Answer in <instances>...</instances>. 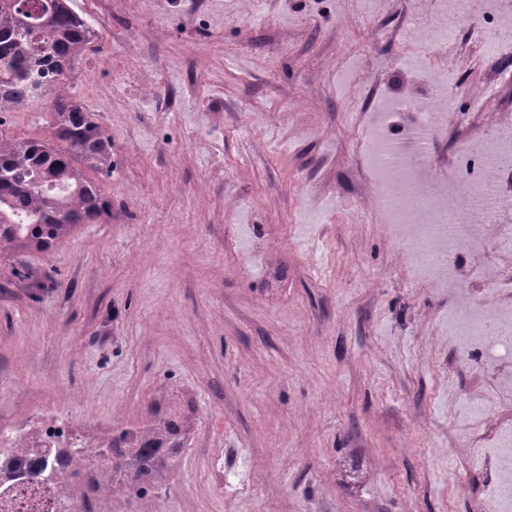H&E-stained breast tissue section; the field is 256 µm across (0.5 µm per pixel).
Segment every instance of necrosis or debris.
<instances>
[{"mask_svg": "<svg viewBox=\"0 0 512 512\" xmlns=\"http://www.w3.org/2000/svg\"><path fill=\"white\" fill-rule=\"evenodd\" d=\"M392 14L395 28L382 23L375 33L387 40L426 29L427 55H403L399 63L410 74L437 72L441 79L421 97L386 95L373 80L365 85L378 124L390 125L401 112L412 117L406 141L390 143L378 160L383 171L379 192L392 223L407 225L408 248L423 274L449 284L453 274L448 254L475 238L478 223H512V126L474 135L460 153L465 174L449 187L437 185L426 160L449 120L462 119L458 99H468L471 111L478 112L486 97L512 84V40L489 37L492 30L512 28V0H475L470 7L459 0H394ZM464 39L489 65L478 89L458 78L463 58L457 46Z\"/></svg>", "mask_w": 512, "mask_h": 512, "instance_id": "4bbe7bcc", "label": "necrosis or debris"}]
</instances>
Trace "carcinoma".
I'll list each match as a JSON object with an SVG mask.
<instances>
[{
    "label": "carcinoma",
    "mask_w": 512,
    "mask_h": 512,
    "mask_svg": "<svg viewBox=\"0 0 512 512\" xmlns=\"http://www.w3.org/2000/svg\"><path fill=\"white\" fill-rule=\"evenodd\" d=\"M95 36L72 0H0V112L54 93L48 138L7 141L0 134V252L47 251L80 224L112 216V203L88 172H112V144L101 125L66 90L75 63ZM189 417L175 394L157 402L144 428L123 429L92 444L82 435L0 448V512H22L46 495L44 512H94L109 484L98 470L137 496L157 489L158 475L182 452ZM39 475L36 485L25 476Z\"/></svg>",
    "instance_id": "cac0c4a2"
}]
</instances>
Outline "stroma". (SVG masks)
<instances>
[{"instance_id": "1", "label": "stroma", "mask_w": 512, "mask_h": 512, "mask_svg": "<svg viewBox=\"0 0 512 512\" xmlns=\"http://www.w3.org/2000/svg\"><path fill=\"white\" fill-rule=\"evenodd\" d=\"M96 32L72 91L112 139L96 180L112 221L47 252L0 253V426L62 413L95 438L141 424L163 389L192 410L156 494L117 482L97 512H474L512 483V347L450 354L449 313L512 270L503 228L416 279L368 208L369 60L387 84L421 39L376 43L392 0H73ZM349 72L354 91L337 81ZM49 102L0 113L45 137ZM512 124V85L432 158ZM53 284L32 288L17 265ZM361 473L354 481L353 473Z\"/></svg>"}]
</instances>
